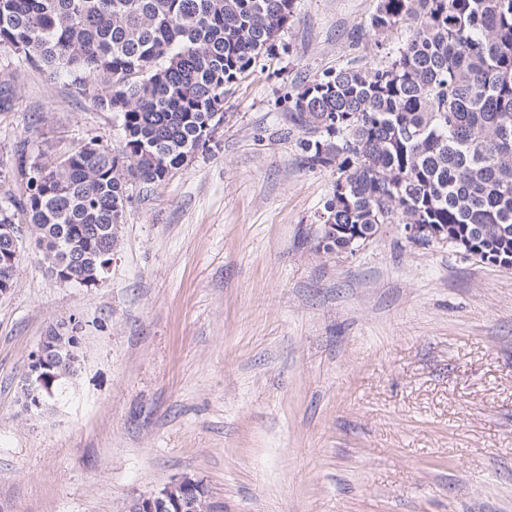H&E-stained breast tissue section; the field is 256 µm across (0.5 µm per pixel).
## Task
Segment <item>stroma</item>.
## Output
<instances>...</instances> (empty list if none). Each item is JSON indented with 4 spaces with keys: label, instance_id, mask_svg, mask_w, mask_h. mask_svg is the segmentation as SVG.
Returning <instances> with one entry per match:
<instances>
[{
    "label": "stroma",
    "instance_id": "35a3bbf8",
    "mask_svg": "<svg viewBox=\"0 0 512 512\" xmlns=\"http://www.w3.org/2000/svg\"><path fill=\"white\" fill-rule=\"evenodd\" d=\"M378 0H295L224 99L210 150L129 186L99 282L60 281L19 227L0 295V512H126L189 474L223 512H512V267L382 225L317 250L332 168L301 162L303 83L381 62ZM0 148L121 138L90 92L37 72ZM76 318L81 368L40 414L28 360Z\"/></svg>",
    "mask_w": 512,
    "mask_h": 512
}]
</instances>
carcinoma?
<instances>
[{"label":"carcinoma","mask_w":512,"mask_h":512,"mask_svg":"<svg viewBox=\"0 0 512 512\" xmlns=\"http://www.w3.org/2000/svg\"><path fill=\"white\" fill-rule=\"evenodd\" d=\"M294 0H0V46L14 84L37 71L93 88L119 116V145L60 156L28 140L0 155L26 181L0 188V224L26 216L41 260L68 283L104 272L129 184L158 185L206 148L224 122V96L270 53ZM409 26L380 65L354 57L297 93L290 121L303 161L336 168L325 224L371 237L382 224H437L448 243L512 266V0H378V35ZM104 228L95 235L92 226ZM79 258L65 260L72 252ZM79 350L54 387L73 379Z\"/></svg>","instance_id":"obj_1"}]
</instances>
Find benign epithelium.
I'll return each mask as SVG.
<instances>
[{
    "mask_svg": "<svg viewBox=\"0 0 512 512\" xmlns=\"http://www.w3.org/2000/svg\"><path fill=\"white\" fill-rule=\"evenodd\" d=\"M406 237L414 243L440 242L441 232L427 224L404 225ZM78 326L71 325L67 335L53 328L42 337L38 348L31 355L23 380L22 407L27 413L32 407L39 409L45 405L37 401L30 403L35 394L50 379H55L52 370L59 369L63 363L60 351L71 350L78 342ZM128 512H215L211 497L202 481L183 475L163 489L139 496L131 501Z\"/></svg>",
    "mask_w": 512,
    "mask_h": 512,
    "instance_id": "benign-epithelium-1",
    "label": "benign epithelium"
}]
</instances>
